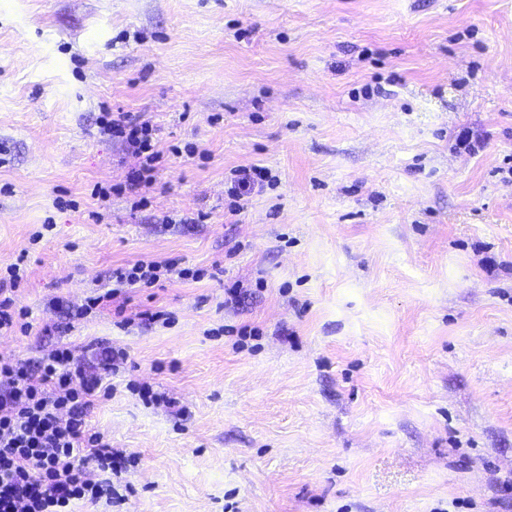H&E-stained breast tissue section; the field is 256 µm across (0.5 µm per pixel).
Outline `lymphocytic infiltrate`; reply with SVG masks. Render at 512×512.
Here are the masks:
<instances>
[{
	"label": "lymphocytic infiltrate",
	"instance_id": "lymphocytic-infiltrate-1",
	"mask_svg": "<svg viewBox=\"0 0 512 512\" xmlns=\"http://www.w3.org/2000/svg\"><path fill=\"white\" fill-rule=\"evenodd\" d=\"M100 128L140 161L128 189L149 187L162 158L151 126L131 113L109 112L101 118ZM272 180L266 167L236 168L228 190L231 213L240 212L245 196ZM173 275L197 281L204 272L172 260L139 261L113 271L106 291L86 298L74 316L85 318L129 291L153 287ZM22 279L16 263L0 276V335L32 328L29 311L17 306L14 298ZM126 358L125 351L111 347L96 350L89 362L76 358L66 345L34 363L0 352V377L8 380L0 388V512H76L81 503L118 499L112 475L121 470L125 458L88 424L87 414L95 401L111 395L105 378ZM34 462L40 465V474L31 473Z\"/></svg>",
	"mask_w": 512,
	"mask_h": 512
}]
</instances>
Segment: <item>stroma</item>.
<instances>
[{
    "label": "stroma",
    "instance_id": "35a3bbf8",
    "mask_svg": "<svg viewBox=\"0 0 512 512\" xmlns=\"http://www.w3.org/2000/svg\"><path fill=\"white\" fill-rule=\"evenodd\" d=\"M104 111L154 129L146 207ZM250 164L278 183L230 214ZM22 253L33 328L0 351L127 353L88 415L125 500L79 512H512V0H0ZM164 259L215 273L71 318Z\"/></svg>",
    "mask_w": 512,
    "mask_h": 512
}]
</instances>
